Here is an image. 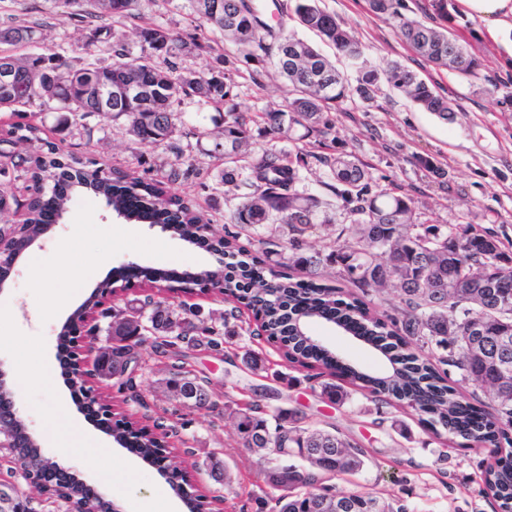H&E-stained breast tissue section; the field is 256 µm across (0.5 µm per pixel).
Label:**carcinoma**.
<instances>
[{"mask_svg":"<svg viewBox=\"0 0 512 512\" xmlns=\"http://www.w3.org/2000/svg\"><path fill=\"white\" fill-rule=\"evenodd\" d=\"M203 21L241 46H255L273 59L294 97L288 110H270L261 120L270 134L281 139L292 137L296 128L304 129L294 149L285 153L266 148L251 164L255 193L230 217V223L284 224L288 227V250L292 262L303 265L310 259L299 254L304 237L313 233L322 209L329 203L317 195L296 190L302 170L311 161L325 167L328 184L336 205L346 209L359 226L356 242H336L330 258L340 267L339 274L356 288L376 291L387 284L397 288L405 302L400 331L369 316L359 298L350 296L336 315V325L353 331L371 344H387L392 350L391 369L369 374L354 366L347 368L350 383L388 403L405 405L429 426L433 433L446 432L464 441V445L498 446L512 426V405L501 404L497 420L477 416L471 405L457 396L449 385L448 372L439 369L451 365L464 380H494L507 369L512 372V256L501 250L497 236L472 224H451L443 230L435 224L412 221V199L405 193L376 194L372 190L368 166L350 152H335V139L329 138L331 126L326 113L341 106L355 94L364 101L375 97L380 79L405 92L421 109L443 120H454L458 108L416 72L395 63L379 73L367 63L360 43L336 17L324 11L317 0H295L294 13L306 28L321 34L333 44L338 55L357 67L355 88H349L336 66L310 44L294 37L273 43L272 30L264 24L252 0H197ZM94 11L87 18L99 17L103 9L112 18L135 16L138 0H92ZM368 10L395 24L412 50L437 67L464 77H475L481 61L460 43L454 32L442 24H426L405 14L404 0H366ZM141 53L130 56L112 30L105 32L110 60L70 65L56 52L17 54L15 50L39 41L37 30L18 25L0 29V67L15 66L18 74L4 85L0 83V108L40 107L53 102L59 113V132L70 128V116L76 112L97 114L107 121L121 117L130 122V131L142 145H156L172 138L178 116L173 104L178 96H193L205 104L220 106L231 93L227 77H197L177 72L175 65L163 69L156 58L170 54L178 38L154 26L141 28ZM103 89L109 109L100 110L93 92ZM13 144L34 148L33 154L17 161L0 163V177L18 171L29 163L32 184L25 187L28 197L20 203L15 195L0 194V214L12 206H24L26 217L21 231H38L44 209L46 186L68 179L81 191L105 197L112 209L128 218L149 220L160 211L168 214L173 231L187 240L195 237L200 215L177 195H166L159 188L119 169H102L96 162L70 157L60 161L53 143L41 137V129L32 123H19L9 130ZM314 141H308V138ZM214 157L224 159V180H233L228 167L247 141L245 123L230 116L217 132ZM250 289V297L263 313L260 331L283 344L284 355L301 366L312 359L328 366L332 353L309 342L297 327L302 317L331 319L335 290L314 282L283 281L274 271L244 272L224 276V294L235 297L240 289ZM154 328L172 333L178 327L168 306H157L152 313ZM415 337L426 345L432 359L423 360L405 348L403 336ZM478 337L488 359L470 355L472 337ZM275 428L260 415L259 407L238 412L237 428L249 448H293L306 459L312 448L335 452V459L324 465L329 472L359 469L364 461L356 443L328 431L300 428L278 413ZM31 470L49 465L34 446L17 448ZM312 473L288 472V493L276 499L278 512H311L309 504L326 499V493L312 494ZM484 484L505 510L512 506V464L490 463L484 470ZM72 494L84 501L87 512H107L98 498L87 499L83 486L68 484Z\"/></svg>","mask_w":512,"mask_h":512,"instance_id":"obj_1","label":"carcinoma"}]
</instances>
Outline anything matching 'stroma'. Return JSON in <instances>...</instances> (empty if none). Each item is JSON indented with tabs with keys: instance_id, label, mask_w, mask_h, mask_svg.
<instances>
[{
	"instance_id": "stroma-1",
	"label": "stroma",
	"mask_w": 512,
	"mask_h": 512,
	"mask_svg": "<svg viewBox=\"0 0 512 512\" xmlns=\"http://www.w3.org/2000/svg\"><path fill=\"white\" fill-rule=\"evenodd\" d=\"M361 43L365 58L378 70L398 63L415 71L436 90L458 105L455 122L449 123L417 107L402 91L380 83L374 100L351 97L330 114L337 148L365 162L375 191L404 192L413 200L417 222L425 224L470 223L494 232L512 255V57L486 37L482 24L452 9L450 27L461 43L478 55L483 67L478 77L464 78L435 68L401 38L392 22L371 14L365 0H322ZM293 0H264L261 19L280 26L334 58L348 84L357 73L348 60L316 32L295 19ZM84 4L55 6L52 0H0V29L19 24L34 27L42 38L39 48L80 63L106 54L102 28H111L132 55H139V30L157 25L178 37L182 46L174 58L180 72L204 77L230 76L233 82L227 108L250 117L249 148L235 163L233 181H223L224 163L212 157L213 130L224 124V109L185 97L173 106L178 115L171 140L143 146L129 132L127 120L75 115L66 132L56 129L57 115L44 111L33 122L42 136L55 144L60 155L93 159L105 168L119 167L144 174L147 181L162 183L183 196L211 227L210 239L224 236L232 213L254 188L249 165L269 147L285 151L293 142L271 140L259 113L287 108L292 98L286 80L270 61L247 54L242 46L203 24L195 0H139L136 17L84 18ZM144 154L151 172L136 161ZM440 167L441 176L425 169L422 159ZM332 220L317 225L307 236L304 256L310 268L292 265L286 246L287 227L260 224L239 232L235 241L244 260H257L265 269L285 277L311 280L330 288L343 287L339 269L330 259L337 239L357 237V226L342 207L331 211ZM80 225L70 235V225ZM67 241L68 259L60 261L54 237ZM25 261L10 270L5 282L23 315L38 313L35 325L21 327L0 321V337L14 341L12 353L0 356V368L27 372L25 381L9 386L18 417L41 453L67 470L93 494L120 505L122 512H142L145 500L171 493L167 470L139 462L125 473L112 467L106 451L118 447L117 427L97 412L84 410L82 396L60 402L51 379L40 377L30 357L47 352L55 371L69 364L58 334L64 322L80 325L76 309L89 300L99 283L113 279L112 297L99 306L90 325L99 340H106L113 316L147 321L157 301L177 304L179 333L146 336L135 349L137 360L124 375L105 381L89 376L104 404L129 416L139 426L166 435L171 452L188 471L202 512H272L281 495L271 475L280 463L275 451L246 447L237 430L238 403L258 405L267 414L285 412L297 425L336 433L359 444L364 465L352 474L320 473V490L332 494L361 493L379 497L393 512H501L499 502L487 492L483 472L495 458L512 454V429L499 447L465 448L458 440L436 437L413 413L375 400L349 388L348 398L330 402L321 394L323 383L339 382L319 365L292 367L279 343L252 336L256 318L243 309L240 318L225 319L228 308L214 288H193L185 294L171 290L160 296L149 288L144 274L155 269L202 273L219 270L216 255L181 239L158 224H144L119 216L101 197L72 194L63 219L42 234L26 252ZM112 264L98 268L101 256ZM131 263L142 277L134 282L113 277L114 268ZM53 280L56 287L76 292L74 305L59 312L50 308L44 291L33 288V274ZM213 327L211 336L198 335L199 324ZM312 336L336 351L344 362L368 371L386 367L376 351L334 325L314 322ZM252 353L256 366H248L244 353ZM197 378L206 388L205 404L184 403L169 382L180 375ZM75 411L93 433L87 441L71 435L67 411Z\"/></svg>"
}]
</instances>
